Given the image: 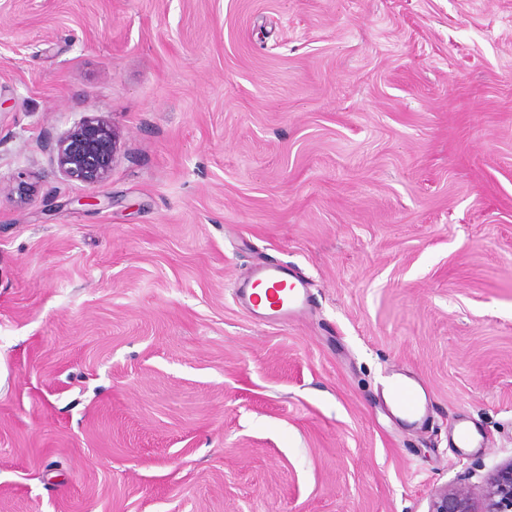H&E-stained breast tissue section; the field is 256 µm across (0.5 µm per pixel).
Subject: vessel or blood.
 <instances>
[{
  "mask_svg": "<svg viewBox=\"0 0 512 512\" xmlns=\"http://www.w3.org/2000/svg\"><path fill=\"white\" fill-rule=\"evenodd\" d=\"M240 303L265 323H285L311 305L307 286L289 275L281 265L255 267L252 275L235 290ZM391 394L397 411L409 425H417L424 413L422 385L402 371L392 376Z\"/></svg>",
  "mask_w": 512,
  "mask_h": 512,
  "instance_id": "obj_1",
  "label": "vessel or blood"
}]
</instances>
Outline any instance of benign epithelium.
Returning <instances> with one entry per match:
<instances>
[{
    "mask_svg": "<svg viewBox=\"0 0 512 512\" xmlns=\"http://www.w3.org/2000/svg\"><path fill=\"white\" fill-rule=\"evenodd\" d=\"M119 135L106 119L92 115L51 140L48 148L68 179L100 187L117 159ZM428 512H512V458L496 465L476 493L462 478L437 488Z\"/></svg>",
    "mask_w": 512,
    "mask_h": 512,
    "instance_id": "benign-epithelium-1",
    "label": "benign epithelium"
}]
</instances>
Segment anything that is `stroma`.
Here are the masks:
<instances>
[{
	"label": "stroma",
	"instance_id": "stroma-1",
	"mask_svg": "<svg viewBox=\"0 0 512 512\" xmlns=\"http://www.w3.org/2000/svg\"><path fill=\"white\" fill-rule=\"evenodd\" d=\"M93 113L96 189L46 148ZM21 175L0 512H428L512 458V0H0ZM265 262L296 320L238 303ZM260 284H271L265 300L254 292ZM236 297L253 316L265 323H288L304 313L311 305L307 286L294 279L281 265H259L252 275L235 289ZM392 379L391 394L397 411L410 426H416L425 408L422 385L399 369Z\"/></svg>",
	"mask_w": 512,
	"mask_h": 512
}]
</instances>
